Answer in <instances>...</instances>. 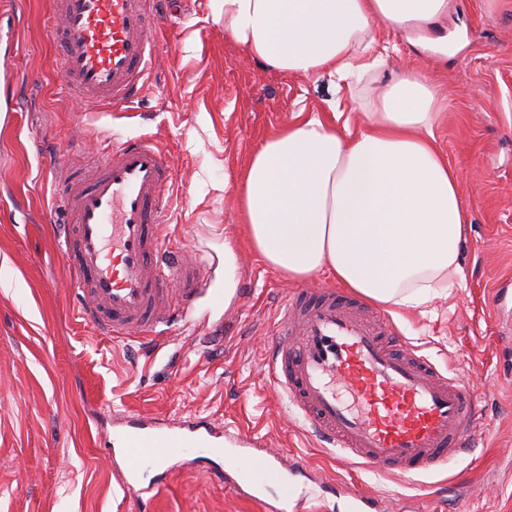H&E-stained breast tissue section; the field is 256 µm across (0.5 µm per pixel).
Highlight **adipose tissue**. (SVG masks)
<instances>
[{"instance_id":"obj_1","label":"adipose tissue","mask_w":512,"mask_h":512,"mask_svg":"<svg viewBox=\"0 0 512 512\" xmlns=\"http://www.w3.org/2000/svg\"><path fill=\"white\" fill-rule=\"evenodd\" d=\"M230 37L265 68L303 79L372 76L378 34L425 55L448 52L436 24L448 0H215ZM410 69L355 120L289 123L252 156L236 190L250 243L294 280L328 272L344 288L405 308L459 277L469 213L457 170L436 145L445 110Z\"/></svg>"}]
</instances>
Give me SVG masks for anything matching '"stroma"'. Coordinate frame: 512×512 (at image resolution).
Here are the masks:
<instances>
[{
	"label": "stroma",
	"mask_w": 512,
	"mask_h": 512,
	"mask_svg": "<svg viewBox=\"0 0 512 512\" xmlns=\"http://www.w3.org/2000/svg\"><path fill=\"white\" fill-rule=\"evenodd\" d=\"M168 22L162 54L124 106L79 111L55 67L52 0H0V512H138L124 485L126 452L96 447L132 419L175 431L189 421L224 430L223 453L189 455L158 483L155 512H269L283 484L234 489L226 457L238 432L299 462L288 483L317 495L316 512H348L351 494L380 512H512V0H449L447 56L389 52L373 90L403 66L425 72L448 100L436 132L461 173L470 214L464 277L448 296L386 307L395 331L439 367L466 371L485 416L468 454L404 477L338 465L302 413L268 384L265 360L288 299L332 288L324 272L284 277L249 245L234 187L250 156L299 107L348 100L329 77L264 68L224 28L213 0H157ZM93 131L146 138L174 173L167 240L199 264L207 293L167 340L101 335L73 302L58 229L47 223L48 153L79 150L97 165ZM223 469V480L212 477Z\"/></svg>",
	"instance_id": "stroma-1"
}]
</instances>
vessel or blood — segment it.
Masks as SVG:
<instances>
[{
    "mask_svg": "<svg viewBox=\"0 0 512 512\" xmlns=\"http://www.w3.org/2000/svg\"><path fill=\"white\" fill-rule=\"evenodd\" d=\"M56 68L66 92L86 104L132 99L160 53L154 0H53ZM96 176L82 179L71 155L58 154L51 215L67 226L62 245L74 303L84 321L113 340H158L203 289L199 266L166 241L173 173L153 142L104 137ZM272 389L292 400L340 463L401 475L427 472L470 447L483 421L465 375L448 374L405 347L385 318L333 288L300 290L286 304L268 356ZM199 426L157 435L139 424L125 431L127 467L145 462V444L166 460L212 447ZM239 483L280 480L285 465L266 455L232 458Z\"/></svg>",
    "mask_w": 512,
    "mask_h": 512,
    "instance_id": "b4317fda",
    "label": "vessel or blood"
}]
</instances>
